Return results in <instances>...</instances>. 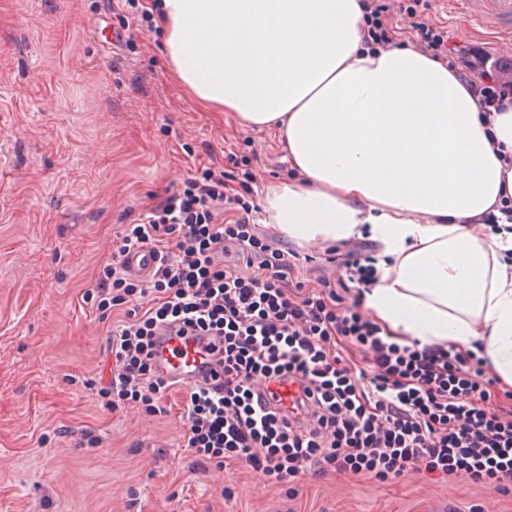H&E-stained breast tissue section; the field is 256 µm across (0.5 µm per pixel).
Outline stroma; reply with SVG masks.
Here are the masks:
<instances>
[{
    "instance_id": "obj_1",
    "label": "stroma",
    "mask_w": 512,
    "mask_h": 512,
    "mask_svg": "<svg viewBox=\"0 0 512 512\" xmlns=\"http://www.w3.org/2000/svg\"><path fill=\"white\" fill-rule=\"evenodd\" d=\"M427 2L430 25L487 49L485 30ZM123 13L120 0H0V512H512V495L437 474L307 475L292 497L236 463L192 473L180 390L151 417L85 387L117 319L82 294L124 224L196 169L234 149L254 223L284 242L261 208L290 173L277 131L196 100L169 73L159 27ZM325 251L299 250L309 287L346 279Z\"/></svg>"
}]
</instances>
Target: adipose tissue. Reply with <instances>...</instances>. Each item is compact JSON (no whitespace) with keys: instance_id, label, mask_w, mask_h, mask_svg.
<instances>
[{"instance_id":"obj_1","label":"adipose tissue","mask_w":512,"mask_h":512,"mask_svg":"<svg viewBox=\"0 0 512 512\" xmlns=\"http://www.w3.org/2000/svg\"><path fill=\"white\" fill-rule=\"evenodd\" d=\"M164 55L199 100L273 128L295 177L263 209L298 245L367 238L362 292L402 342L480 347L512 386V109L483 116L446 61L367 44L359 0H162Z\"/></svg>"}]
</instances>
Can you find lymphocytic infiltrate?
<instances>
[{
  "instance_id": "1",
  "label": "lymphocytic infiltrate",
  "mask_w": 512,
  "mask_h": 512,
  "mask_svg": "<svg viewBox=\"0 0 512 512\" xmlns=\"http://www.w3.org/2000/svg\"><path fill=\"white\" fill-rule=\"evenodd\" d=\"M403 30L448 65L483 112L512 108V84L496 79L492 55H473L428 26L416 6L403 8ZM239 159L204 166L127 224L95 288L82 300L125 322L110 333L106 408L135 403L166 414L170 382L151 365L152 339L163 326L209 337L217 369L208 386L185 390L184 448L193 468L241 461L270 483L294 482L309 470L349 472L380 483L411 472H439L512 493V415L486 401L494 377L478 353L406 345L347 302L330 282L307 289L296 280L297 252L272 247L250 221L243 194L227 195ZM237 219L225 221L226 211ZM151 248L160 258L148 278L128 273L127 255ZM150 297L149 307L137 298ZM355 345L356 368L336 354ZM299 379L295 413L259 403L255 388Z\"/></svg>"
}]
</instances>
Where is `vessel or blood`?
I'll use <instances>...</instances> for the list:
<instances>
[{"label": "vessel or blood", "instance_id": "vessel-or-blood-1", "mask_svg": "<svg viewBox=\"0 0 512 512\" xmlns=\"http://www.w3.org/2000/svg\"><path fill=\"white\" fill-rule=\"evenodd\" d=\"M463 6L469 21L488 29L493 36L497 57L512 59V0H453ZM131 274L145 276L159 264L158 257L147 248L128 254ZM154 362L157 374L182 386L204 384L214 366L205 346L204 336H180L175 330L159 328L154 338Z\"/></svg>", "mask_w": 512, "mask_h": 512}]
</instances>
